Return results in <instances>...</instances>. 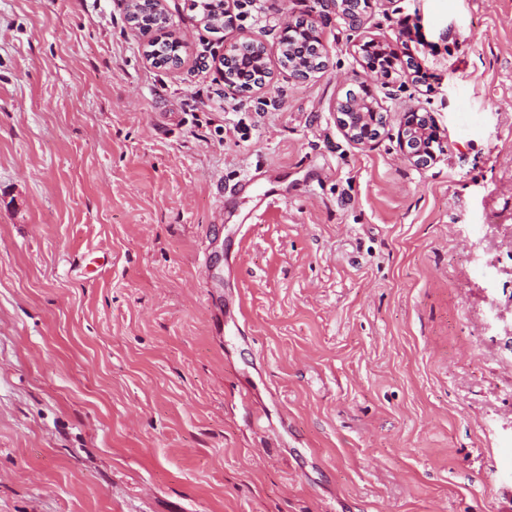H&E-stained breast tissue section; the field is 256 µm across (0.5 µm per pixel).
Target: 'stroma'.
<instances>
[{"label": "stroma", "instance_id": "1", "mask_svg": "<svg viewBox=\"0 0 512 512\" xmlns=\"http://www.w3.org/2000/svg\"><path fill=\"white\" fill-rule=\"evenodd\" d=\"M191 4L157 68L127 0H0V512H512V0ZM406 18L427 79L373 82L353 144L334 104ZM251 39L243 97L214 61ZM250 176L270 211L221 195ZM300 21V28H308L309 29V35L311 37V42L316 43L315 44V50L313 47L309 48L307 50V53L305 56H303L301 53L298 54L297 51L294 49L290 50V54L292 55L293 59L288 58L286 56L284 59V62L286 65H288V61L295 62V65L293 68L298 69H304V70H312L315 68V61H316V53L320 56V60L324 57L325 52L323 48V43L318 31V28L313 22H308L304 20H296V21H290L288 24L281 27L280 32V41L279 44L281 46L282 51L285 50V47L287 46L288 42L290 41V33L296 29L297 22ZM316 51V53H315ZM326 68V62L324 60H321V70H317L316 73L323 71ZM343 103L344 101H338L335 105L337 123L343 135L356 145H365L376 140L380 136L379 129L382 127L377 126V116L382 113L369 112L373 115L372 120L368 112L354 110L349 105L342 108ZM356 117L360 119L353 121ZM378 118L381 119L382 116L379 115ZM399 138L404 146L409 148L407 155L414 164L428 166L437 159L431 146L437 144L440 152L441 131L433 118L418 110H408L400 114Z\"/></svg>", "mask_w": 512, "mask_h": 512}]
</instances>
